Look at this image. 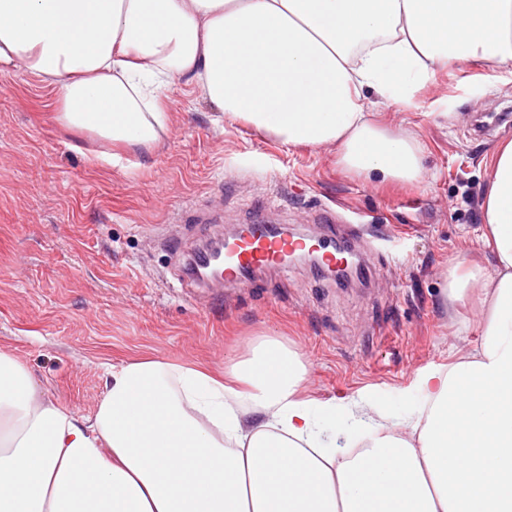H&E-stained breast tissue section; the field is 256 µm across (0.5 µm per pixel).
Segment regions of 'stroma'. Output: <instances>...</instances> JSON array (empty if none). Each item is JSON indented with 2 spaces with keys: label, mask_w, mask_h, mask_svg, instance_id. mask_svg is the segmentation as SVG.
<instances>
[{
  "label": "stroma",
  "mask_w": 512,
  "mask_h": 512,
  "mask_svg": "<svg viewBox=\"0 0 512 512\" xmlns=\"http://www.w3.org/2000/svg\"><path fill=\"white\" fill-rule=\"evenodd\" d=\"M58 91L0 72V348L60 405L93 416L105 368L160 358L220 373L249 339L275 336L309 363L306 398H371L388 424L423 404L419 376L478 346L477 301H448L459 260L492 268L481 203L494 148L512 139V69L438 71L403 108L368 93L374 119L422 146L421 185L377 186L332 146L288 147L225 120L193 84L171 87L151 151L58 125ZM340 209L322 224L325 208ZM264 214L348 237L365 260L351 286L291 265L256 284L186 291V249Z\"/></svg>",
  "instance_id": "1"
}]
</instances>
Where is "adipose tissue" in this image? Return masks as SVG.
<instances>
[{"instance_id":"obj_1","label":"adipose tissue","mask_w":512,"mask_h":512,"mask_svg":"<svg viewBox=\"0 0 512 512\" xmlns=\"http://www.w3.org/2000/svg\"><path fill=\"white\" fill-rule=\"evenodd\" d=\"M473 59L512 66V0H0V72L57 85L70 129L152 148L183 78L225 119L334 146L383 185H421L422 148L368 119L366 91L409 105ZM482 209L496 263L455 264L447 294L479 299L484 340L421 378L427 416L396 429L360 400L310 407L307 361L272 336L219 375L113 366L90 418L0 349V512H512V140ZM321 419L364 450L331 451Z\"/></svg>"}]
</instances>
